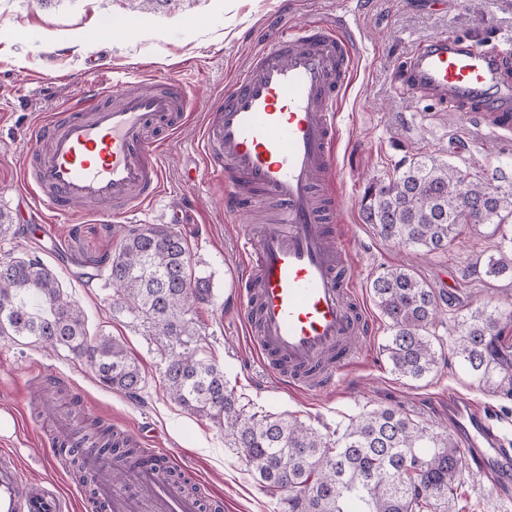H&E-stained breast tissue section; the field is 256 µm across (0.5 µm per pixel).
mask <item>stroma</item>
<instances>
[{
  "label": "stroma",
  "instance_id": "1",
  "mask_svg": "<svg viewBox=\"0 0 512 512\" xmlns=\"http://www.w3.org/2000/svg\"><path fill=\"white\" fill-rule=\"evenodd\" d=\"M336 23L353 42V72L337 119L334 230L355 268L358 296L374 322L356 363L320 393L278 388L255 359L245 335L246 311L234 295L237 238L259 229L272 212L263 206L233 223L214 196L218 182L201 168L193 149L204 104L287 27L301 21ZM114 25L111 44L86 45L90 31ZM447 35L479 42L493 58L497 82L489 99L439 97L413 90L408 63L414 51ZM152 79L188 85L194 92L191 122L164 148L166 196L148 212L113 219L76 213L59 218L62 241L73 258L65 264L35 238L17 232V186L43 119L73 96L119 82ZM512 106V0H165L141 9L138 0H0V260L30 255L60 280L83 310L91 335H109L135 357L144 377L137 396L102 386L84 361L26 339L0 337V444L14 451L37 482H55L87 499L68 458L58 456L50 425L73 413L68 399L30 387L28 373L60 380L81 398L85 416L130 431L148 426L157 445L188 464L193 484L211 512H281L278 495L260 485L223 428L195 416L166 393L164 370L173 356L193 352L215 360L243 402L258 411L287 413L331 434L366 409H402L432 429H448V399L466 398L496 409L494 427L512 448V397L499 376L481 380L453 356L450 342L468 309L489 304L500 314V342L512 348V280L488 281L479 256L495 253L499 236L486 225L464 227L447 252L420 254L415 271L439 292L434 331L444 343L437 370L421 381L394 374L382 351L389 331L370 284L404 258L402 248L362 221L365 186L394 177L423 153L468 170L483 181L512 185V130L501 127L499 104ZM180 207L187 221L175 232L187 239L195 269L210 275L212 297L183 316L179 338L165 336L132 309L113 286L83 288L77 275L118 248L125 228L164 224ZM451 512H512V486L463 467Z\"/></svg>",
  "mask_w": 512,
  "mask_h": 512
}]
</instances>
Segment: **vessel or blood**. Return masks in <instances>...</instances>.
<instances>
[{"mask_svg":"<svg viewBox=\"0 0 512 512\" xmlns=\"http://www.w3.org/2000/svg\"><path fill=\"white\" fill-rule=\"evenodd\" d=\"M351 71L348 36L325 23L295 25L207 107L197 141L206 172L224 184L226 214L240 220L266 199L278 204L273 223L240 240L246 267L235 293L247 307L258 362L289 391L331 387L373 332L318 192L335 168L338 110ZM409 73L440 95L481 97L495 80L482 50L444 36L413 55ZM189 102L187 89L169 81L139 92L108 87L77 95L68 114L43 124L19 192L59 215L96 201L112 202L123 217L150 209L165 179L147 133L161 129L166 140L179 134ZM448 418L476 472L512 476V450L501 447L490 408L452 398ZM149 442L148 432H139L142 459L120 473L108 454H86L105 512H202L196 495L165 476L166 455ZM80 506L57 484L32 483L17 455L0 450V512Z\"/></svg>","mask_w":512,"mask_h":512,"instance_id":"vessel-or-blood-1","label":"vessel or blood"}]
</instances>
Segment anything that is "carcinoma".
Listing matches in <instances>:
<instances>
[{"mask_svg": "<svg viewBox=\"0 0 512 512\" xmlns=\"http://www.w3.org/2000/svg\"><path fill=\"white\" fill-rule=\"evenodd\" d=\"M363 222L404 250L444 252L465 224H484L501 234L485 275L512 277V188L461 180L459 169L422 155L388 181L370 183L361 199ZM116 293L169 337L182 335L183 309L204 303L208 277L195 272L183 237L161 224L127 230L113 254L98 261ZM390 330L382 346L392 371L418 381L438 367L436 293L413 266L380 273L370 286ZM498 316L487 308L465 314L452 352L474 376H502L512 393V354L497 344ZM0 336L25 338L84 358L106 388L134 395L142 372L125 346L110 336H91L81 308L57 276L36 258L0 261ZM166 391L190 413L224 429L263 487L283 492V512H448L457 498L460 449L410 414L377 407L359 413L336 437L287 414L250 411L229 388L224 371L205 356L178 355L165 369ZM82 442L128 466L135 448L112 443V428L87 420Z\"/></svg>", "mask_w": 512, "mask_h": 512, "instance_id": "obj_1", "label": "carcinoma"}]
</instances>
